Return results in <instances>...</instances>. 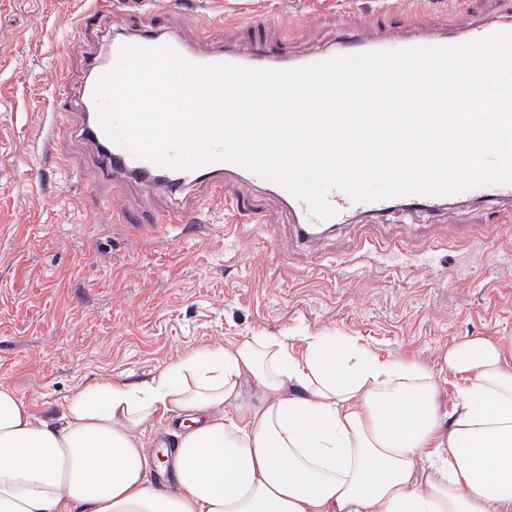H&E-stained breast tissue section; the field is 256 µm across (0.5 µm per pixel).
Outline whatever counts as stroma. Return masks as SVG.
<instances>
[{
    "label": "stroma",
    "mask_w": 512,
    "mask_h": 512,
    "mask_svg": "<svg viewBox=\"0 0 512 512\" xmlns=\"http://www.w3.org/2000/svg\"><path fill=\"white\" fill-rule=\"evenodd\" d=\"M150 22L199 36L184 0H153ZM73 0H0V384L48 421L89 386L136 382L199 348L243 337L303 331L361 338L380 356L436 366L469 336L512 339V222L482 201L402 209L357 219L298 241L279 197L246 190L270 216L240 224L199 201V228L162 224L176 200L129 184L113 203L124 223L98 213L88 151L68 139L46 150L40 112L62 82L84 77V41ZM458 30L512 17V0H202L214 45L245 54V19L302 55L336 45L345 16L418 11ZM68 68H61V59ZM498 224L483 246L462 242L476 224ZM402 240L392 263L355 259L359 238ZM442 242L430 253L428 241Z\"/></svg>",
    "instance_id": "obj_1"
}]
</instances>
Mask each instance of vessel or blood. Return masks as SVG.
I'll return each instance as SVG.
<instances>
[{"mask_svg": "<svg viewBox=\"0 0 512 512\" xmlns=\"http://www.w3.org/2000/svg\"><path fill=\"white\" fill-rule=\"evenodd\" d=\"M150 0H85L77 16L78 30H87L90 23L108 24L112 21L113 10L143 18L149 13ZM365 24L346 20L336 38L334 52H321L309 56V63L329 59L331 54L347 55L353 52H370L409 48L416 46H437L448 42V34L453 31L452 23L441 20L432 21L426 13L408 21L406 30L391 29L378 40L367 38ZM124 44L144 46L168 45L173 47L188 61L197 65L230 63L253 68H274L282 45L273 44L266 38L254 43V50L244 56L228 48L217 46L203 51L185 42L179 35L160 29V27L141 23L135 30L115 36L105 50L93 51L86 58L87 74L79 87L78 95H71L67 87H59L47 102L42 121L47 129L48 139L77 128L79 137L91 149L94 157V175L97 181L110 184L114 193L124 191L128 182H139L158 195H173L188 190H205L216 202L224 203L239 214L245 221L253 224L266 223L267 217L249 204L246 194L234 191L233 186L243 167L229 162H215L193 170H174L161 168L153 163L133 157L126 149L112 142L102 130L97 113L92 112L93 90L97 78L112 68L117 60L118 50ZM466 197L477 196L492 206L512 201V185L479 186L466 190ZM292 224L295 225L301 240H309L326 223L333 225L348 222L353 216L368 215L381 218L395 209L402 208L411 212L430 210L441 206L443 197L431 195L398 196L374 202H356L343 190L334 188L327 194V201L334 214L323 220L312 215L308 203L280 190Z\"/></svg>", "mask_w": 512, "mask_h": 512, "instance_id": "vessel-or-blood-1", "label": "vessel or blood"}]
</instances>
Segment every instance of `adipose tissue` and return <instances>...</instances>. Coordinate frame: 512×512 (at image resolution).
Masks as SVG:
<instances>
[{
	"mask_svg": "<svg viewBox=\"0 0 512 512\" xmlns=\"http://www.w3.org/2000/svg\"><path fill=\"white\" fill-rule=\"evenodd\" d=\"M459 376L445 405L441 373ZM254 386L257 402L244 397ZM177 415L150 483L148 422ZM512 512V345L465 337L432 369L359 338L249 336L69 401L0 385V512Z\"/></svg>",
	"mask_w": 512,
	"mask_h": 512,
	"instance_id": "obj_1",
	"label": "adipose tissue"
}]
</instances>
